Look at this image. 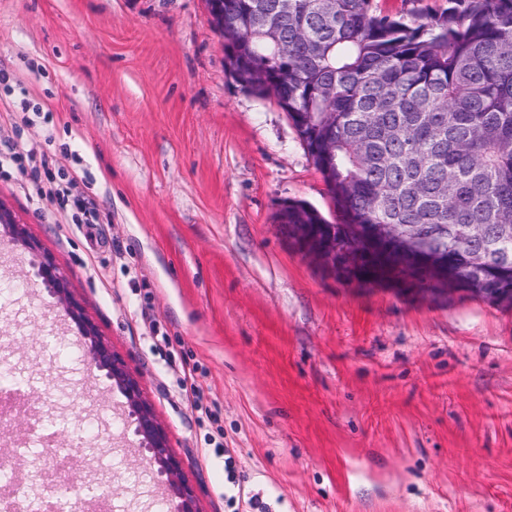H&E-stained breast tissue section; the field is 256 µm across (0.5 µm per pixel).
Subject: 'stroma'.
<instances>
[{
	"label": "stroma",
	"mask_w": 512,
	"mask_h": 512,
	"mask_svg": "<svg viewBox=\"0 0 512 512\" xmlns=\"http://www.w3.org/2000/svg\"><path fill=\"white\" fill-rule=\"evenodd\" d=\"M0 68V149L47 160L0 170V208L138 375L201 512H512V309L291 248L285 202L340 215L275 97L225 73L205 0H0ZM50 175L97 223L37 194ZM33 261L0 244V373L83 460L72 495L155 512L164 478Z\"/></svg>",
	"instance_id": "35a3bbf8"
}]
</instances>
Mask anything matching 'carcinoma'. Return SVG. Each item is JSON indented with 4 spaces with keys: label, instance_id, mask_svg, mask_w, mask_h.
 Returning a JSON list of instances; mask_svg holds the SVG:
<instances>
[{
    "label": "carcinoma",
    "instance_id": "1",
    "mask_svg": "<svg viewBox=\"0 0 512 512\" xmlns=\"http://www.w3.org/2000/svg\"><path fill=\"white\" fill-rule=\"evenodd\" d=\"M225 72L270 89L341 215L448 257L449 288L512 289V0L375 14L371 0H222ZM288 223L330 224L304 201Z\"/></svg>",
    "mask_w": 512,
    "mask_h": 512
}]
</instances>
